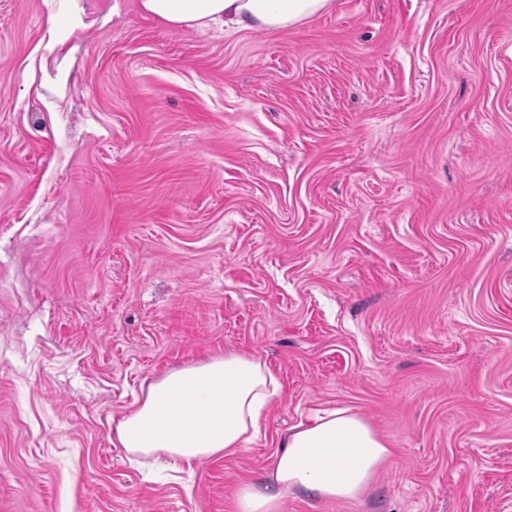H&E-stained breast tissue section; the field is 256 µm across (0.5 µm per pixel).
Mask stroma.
<instances>
[{"mask_svg": "<svg viewBox=\"0 0 512 512\" xmlns=\"http://www.w3.org/2000/svg\"><path fill=\"white\" fill-rule=\"evenodd\" d=\"M0 0V512H232L332 409L393 455L283 512H512V0H333L281 32ZM235 351L282 392L233 456L112 444Z\"/></svg>", "mask_w": 512, "mask_h": 512, "instance_id": "obj_1", "label": "stroma"}]
</instances>
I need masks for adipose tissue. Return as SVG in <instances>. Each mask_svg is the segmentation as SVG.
Listing matches in <instances>:
<instances>
[{
    "label": "adipose tissue",
    "instance_id": "ef3b65f1",
    "mask_svg": "<svg viewBox=\"0 0 512 512\" xmlns=\"http://www.w3.org/2000/svg\"><path fill=\"white\" fill-rule=\"evenodd\" d=\"M330 0H140L141 11L174 28L212 24L273 33L324 13ZM135 408L116 420L115 445L135 458L185 463L242 451L281 391L260 360L239 352L172 371L142 385ZM392 453L387 440L347 409L297 426L279 444L260 482L242 483L234 512H283L289 495L357 501Z\"/></svg>",
    "mask_w": 512,
    "mask_h": 512
}]
</instances>
